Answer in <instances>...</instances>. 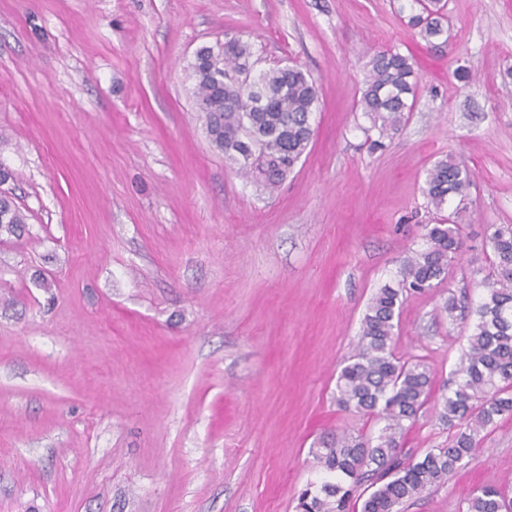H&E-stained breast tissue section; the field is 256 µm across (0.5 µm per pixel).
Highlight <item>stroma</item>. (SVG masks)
<instances>
[{
  "mask_svg": "<svg viewBox=\"0 0 512 512\" xmlns=\"http://www.w3.org/2000/svg\"><path fill=\"white\" fill-rule=\"evenodd\" d=\"M399 0H0V512H295L313 448L381 423L342 411L336 372L374 294L463 226L447 279L408 295L395 351L448 389L470 307L512 224V0H446L430 47ZM238 37L255 67L317 85L314 137L269 190L209 144L190 65ZM412 57L413 112L381 148L360 112L376 51ZM474 174L442 212L447 154ZM455 299L454 315L444 306ZM433 409L406 454L447 447ZM405 512H463L512 482V414ZM471 181L470 170L453 154H448L426 171L423 194L430 207L441 211L448 205L449 198L461 194ZM25 220V215L11 198L6 195H0V233H14L20 224H25Z\"/></svg>",
  "mask_w": 512,
  "mask_h": 512,
  "instance_id": "obj_1",
  "label": "stroma"
}]
</instances>
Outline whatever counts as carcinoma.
<instances>
[{
	"instance_id": "obj_1",
	"label": "carcinoma",
	"mask_w": 512,
	"mask_h": 512,
	"mask_svg": "<svg viewBox=\"0 0 512 512\" xmlns=\"http://www.w3.org/2000/svg\"><path fill=\"white\" fill-rule=\"evenodd\" d=\"M429 45L444 33L442 0H406L399 13ZM249 43L226 39L197 51L191 65L196 107L211 145L239 166L245 176L256 173L272 187L293 171L305 153L318 110L314 82L298 67L276 66L253 74ZM417 76L412 60L392 49L378 51L368 62L360 111L378 138L398 130L404 113L413 109ZM472 181L470 170L452 154L426 171L423 194L436 211L448 205ZM25 215L10 197L0 195V233L12 234ZM429 247L406 263L398 287L379 289L361 321L358 343L336 378V402L347 411L384 422L378 435L344 433L314 452L326 477L310 483L297 498L296 512H401L404 503L439 486L477 449L476 436L512 413V224H492L488 243L493 272L482 283L486 294L474 309L468 350L454 371L450 393L431 401L433 378L421 362L395 353L394 336L403 291L423 292L448 277V263L462 250V225L426 224ZM439 421L467 430L446 448L422 456L402 454V438L429 403ZM464 512H512V496L504 488L485 487L467 501Z\"/></svg>"
}]
</instances>
